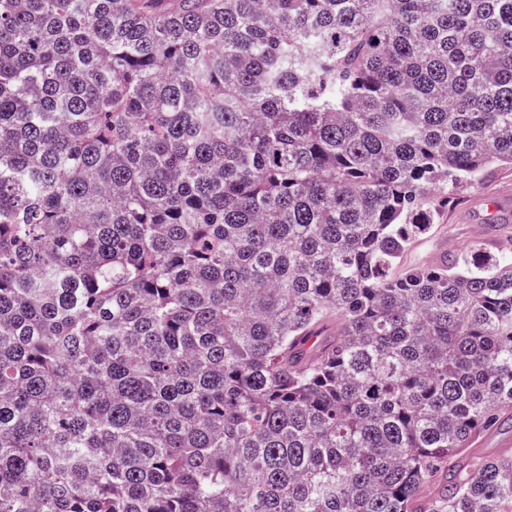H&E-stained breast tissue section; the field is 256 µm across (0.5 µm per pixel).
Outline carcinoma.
Masks as SVG:
<instances>
[{"label": "carcinoma", "instance_id": "obj_1", "mask_svg": "<svg viewBox=\"0 0 512 512\" xmlns=\"http://www.w3.org/2000/svg\"><path fill=\"white\" fill-rule=\"evenodd\" d=\"M512 0H0V512H512ZM504 188L512 189V168L495 167L488 176L474 187L460 188L455 198L443 201L438 198L435 205L438 217L432 229L415 239L404 253L400 266H414L434 262L438 255L446 258L464 253L478 242L487 251L495 252L499 244L512 236L510 189L502 191L488 206L495 213L497 222L476 220L486 217V200ZM507 445L509 448H504ZM469 449L471 456L484 459L496 458L507 449L512 450V419L506 418L501 425L482 432Z\"/></svg>", "mask_w": 512, "mask_h": 512}]
</instances>
